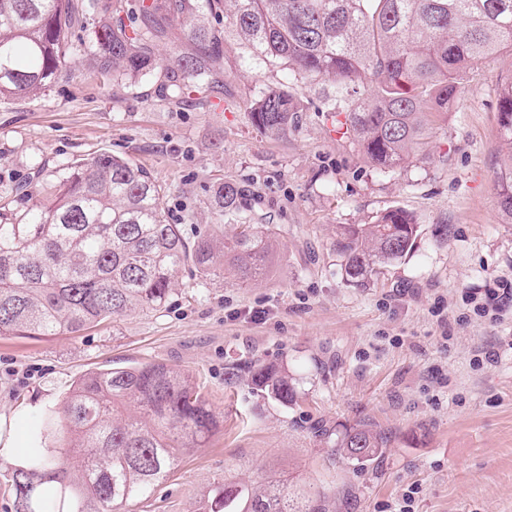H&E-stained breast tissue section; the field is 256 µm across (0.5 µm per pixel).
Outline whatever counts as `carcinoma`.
Here are the masks:
<instances>
[{
  "label": "carcinoma",
  "instance_id": "carcinoma-1",
  "mask_svg": "<svg viewBox=\"0 0 512 512\" xmlns=\"http://www.w3.org/2000/svg\"><path fill=\"white\" fill-rule=\"evenodd\" d=\"M99 17L87 69L104 81L157 68L174 97H209L223 82V39L249 58L272 63L284 81L248 107L253 126L279 139L298 126L290 84L329 83L326 118L357 141L380 169L425 158L422 146L478 65L512 52V0H0V98L39 94L66 72L71 29ZM224 13V35L204 13ZM189 50L166 61L154 48L174 39ZM370 76L365 98L349 100ZM503 149L512 160V76L498 100ZM165 191L143 167L107 152L65 168L42 201L0 210V338L76 335L106 319L157 309L189 266L203 276L261 280L279 233L242 211L230 181L211 189L224 223L199 225L193 238L166 219ZM499 211L512 223V166L497 181ZM419 225L403 209L371 224H348L334 241L347 276L365 282L402 259ZM251 382L284 406L296 401L288 369L244 364ZM217 420L192 378L164 363L89 372L73 382L58 410L37 425L35 447L8 474L13 512H118L151 496L178 459L203 445ZM54 435L58 446H42ZM392 437L363 421L329 441L331 454L376 462ZM195 512H335L334 502L274 475L261 482L211 486Z\"/></svg>",
  "mask_w": 512,
  "mask_h": 512
}]
</instances>
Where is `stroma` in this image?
Instances as JSON below:
<instances>
[{"instance_id":"stroma-1","label":"stroma","mask_w":512,"mask_h":512,"mask_svg":"<svg viewBox=\"0 0 512 512\" xmlns=\"http://www.w3.org/2000/svg\"><path fill=\"white\" fill-rule=\"evenodd\" d=\"M97 26L92 15L75 26L80 52L45 93L0 98V207L25 208L12 186L45 188L68 163L106 151L147 169L166 189L169 222L188 233L215 223L212 185L236 183L256 223L279 228V248L256 284L187 269L161 308L77 336L0 338V429L15 434L17 455L31 421L79 376L161 362L194 378L223 426L124 512H193L214 483L275 471L339 492V512H385L410 490L412 512H512V313L479 316L462 300L512 279V224L496 195L506 165L497 103L512 54L480 66L427 161L383 172L332 131L316 84H294L300 117L288 137L258 133L247 107L283 73L238 49L225 55L223 92L203 102L166 99L159 71L100 83L82 57ZM394 208L417 219L412 252L352 282L338 230ZM253 357L289 369L297 405L264 398L247 372L230 375ZM363 419L392 432L384 458L362 467L329 456L317 429Z\"/></svg>"}]
</instances>
